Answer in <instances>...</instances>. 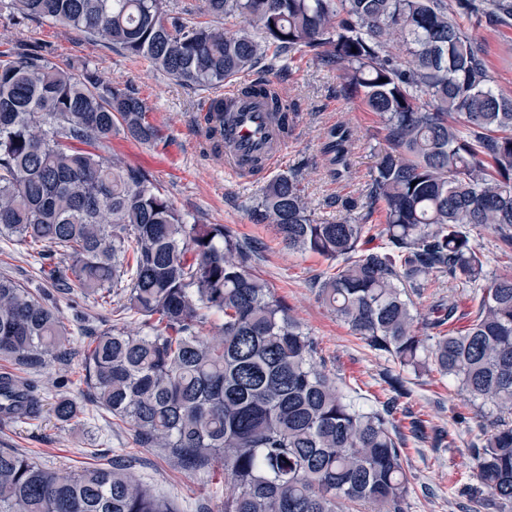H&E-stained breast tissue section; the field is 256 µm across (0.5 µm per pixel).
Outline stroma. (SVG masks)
<instances>
[{
  "label": "stroma",
  "mask_w": 512,
  "mask_h": 512,
  "mask_svg": "<svg viewBox=\"0 0 512 512\" xmlns=\"http://www.w3.org/2000/svg\"><path fill=\"white\" fill-rule=\"evenodd\" d=\"M470 32L487 51L493 85L512 95V19L498 25L474 23ZM39 40L51 46L57 60L79 59L104 73L112 81L132 86L152 108L150 119L167 127L166 146H154L116 135L112 151L128 165L150 172L157 184L184 214L202 224H227L239 237L252 241L257 256L254 271L271 286L276 297L292 309L309 336L314 337L327 366L339 378L345 393L364 408H377L384 400V373L398 371L391 358L371 351L350 328L322 305L310 286L317 273L331 263L316 254H291L279 244L270 225L252 220L266 175L243 180L226 173L223 155L214 152L203 134L201 105L210 97L205 88L181 82L156 71L146 62L87 39L77 31L48 21L13 22L8 9L0 10V43ZM280 89L297 112L288 136L286 167L302 169L314 216L323 221H384V210L367 211L365 189L373 174V150L383 140L381 123L361 98L345 95V79L335 68L326 67L312 55L292 51L282 68L265 74ZM349 125L356 140L351 147L349 176L334 179L323 166L321 143L333 126ZM0 274H7L32 291L43 288L37 266L23 247L0 238ZM54 301L66 323L74 326L75 350H83L87 339L78 333L82 320L95 321L99 328L112 323L110 313L92 302L70 303L63 295ZM32 377L46 398L65 395L85 411L83 419L59 422L51 414L28 423L0 424V448H14L37 463L54 470L72 466L103 464L115 451H133L132 472L156 494L173 502L177 512H223L224 483L210 472L183 470L162 449L135 447L126 426H116L112 416L92 403L82 382V361L69 365L51 364ZM403 403L430 427L445 434L443 447L431 441L407 439L405 454L413 476L404 512H469L471 502L461 490L473 482L474 461L470 448L480 426L495 415L477 404H463L448 378L437 375L411 378Z\"/></svg>",
  "instance_id": "obj_1"
}]
</instances>
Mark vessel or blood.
<instances>
[{"label": "vessel or blood", "instance_id": "vessel-or-blood-1", "mask_svg": "<svg viewBox=\"0 0 512 512\" xmlns=\"http://www.w3.org/2000/svg\"><path fill=\"white\" fill-rule=\"evenodd\" d=\"M225 96L236 101L239 112L238 124L227 132L235 144L234 152L225 159L227 171L235 176L250 174L251 161L257 157L263 159L266 168H274L286 155L288 140L269 137L265 97L259 94L243 98L233 88Z\"/></svg>", "mask_w": 512, "mask_h": 512}]
</instances>
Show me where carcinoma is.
Instances as JSON below:
<instances>
[{"instance_id": "1", "label": "carcinoma", "mask_w": 512, "mask_h": 512, "mask_svg": "<svg viewBox=\"0 0 512 512\" xmlns=\"http://www.w3.org/2000/svg\"><path fill=\"white\" fill-rule=\"evenodd\" d=\"M12 16L85 33L181 81L216 91L205 120L224 127L264 79L262 63L304 49L345 71L346 91L379 115L368 207L381 229L318 222L304 174L269 179L254 211L290 253L336 262L317 298L372 350L420 378L452 379L458 395L496 411L471 448L486 508L512 505V273L492 274L470 241L491 230L512 249V96L491 86L485 48L463 21L512 16V0H11ZM249 17L261 39L196 21ZM269 98L271 136H286V99ZM130 86L85 61L60 64L37 40L0 51V237L25 246L43 279L109 309L108 329L83 327L84 381L98 407L141 448H165L189 471L221 467L224 512H404L411 480L395 414L408 395L386 373L380 409L348 397L317 343L251 268L253 250L227 224H190L153 176L110 152L112 135L167 136ZM353 134L329 132L324 154L347 167ZM378 244H373V241ZM448 284L429 316L413 297ZM474 289L465 306L455 288ZM60 310L0 274V359L25 370L66 360ZM46 399L0 373V419L36 420ZM68 423L71 398L49 408ZM0 512H174L117 454L68 474L0 448Z\"/></svg>"}]
</instances>
